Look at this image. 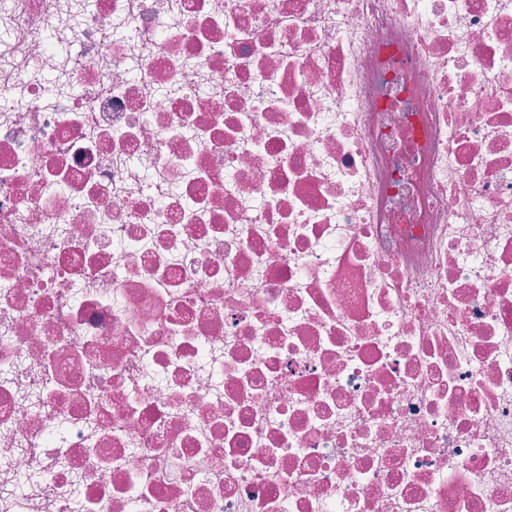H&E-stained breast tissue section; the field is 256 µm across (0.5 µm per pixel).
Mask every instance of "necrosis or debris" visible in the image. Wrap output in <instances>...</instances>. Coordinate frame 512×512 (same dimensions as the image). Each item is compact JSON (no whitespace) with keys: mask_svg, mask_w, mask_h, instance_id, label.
I'll use <instances>...</instances> for the list:
<instances>
[{"mask_svg":"<svg viewBox=\"0 0 512 512\" xmlns=\"http://www.w3.org/2000/svg\"><path fill=\"white\" fill-rule=\"evenodd\" d=\"M0 456V512H512V0H0Z\"/></svg>","mask_w":512,"mask_h":512,"instance_id":"1","label":"necrosis or debris"}]
</instances>
